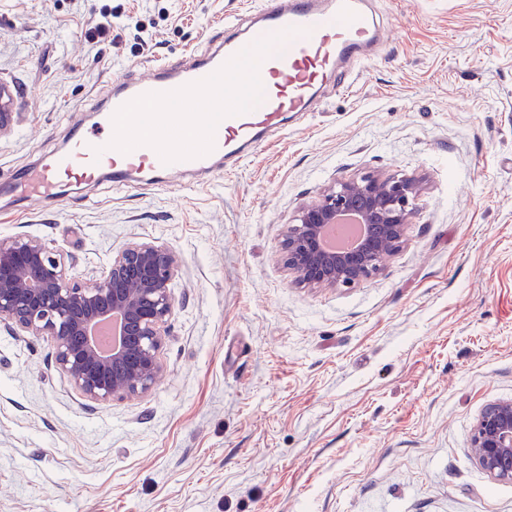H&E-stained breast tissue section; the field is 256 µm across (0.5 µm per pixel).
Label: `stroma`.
<instances>
[{
	"mask_svg": "<svg viewBox=\"0 0 512 512\" xmlns=\"http://www.w3.org/2000/svg\"><path fill=\"white\" fill-rule=\"evenodd\" d=\"M246 3L0 0V179ZM373 3L389 37L354 91L328 87L238 171L0 203L1 237L82 283L134 240L182 259L144 397L86 404L46 338L0 323V512H512V481L469 453L482 407L512 399V0ZM369 173L423 179L402 248L353 287L295 284L296 208Z\"/></svg>",
	"mask_w": 512,
	"mask_h": 512,
	"instance_id": "35a3bbf8",
	"label": "stroma"
}]
</instances>
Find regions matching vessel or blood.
<instances>
[{"label":"vessel or blood","mask_w":512,"mask_h":512,"mask_svg":"<svg viewBox=\"0 0 512 512\" xmlns=\"http://www.w3.org/2000/svg\"><path fill=\"white\" fill-rule=\"evenodd\" d=\"M246 23H228V37L188 60L160 62L149 75L109 82L94 108L91 127L74 130L64 147L9 180V196L30 203L58 201L67 185L88 186L111 176L134 187L167 184L171 174L198 177L233 170L262 148L270 134L287 130L293 115L308 112L315 94L335 78H355L384 44L369 0H262ZM288 28L299 36L260 64L263 99L251 111L222 119L213 150L201 157L163 163L149 146L123 153L109 148L112 118L127 102L149 92H169L202 80L255 40Z\"/></svg>","instance_id":"1"}]
</instances>
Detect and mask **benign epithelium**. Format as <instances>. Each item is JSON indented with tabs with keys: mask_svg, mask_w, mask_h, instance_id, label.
Segmentation results:
<instances>
[{
	"mask_svg": "<svg viewBox=\"0 0 512 512\" xmlns=\"http://www.w3.org/2000/svg\"><path fill=\"white\" fill-rule=\"evenodd\" d=\"M421 191L411 176L366 174L330 187L295 212L283 239L288 273L308 288L351 287L382 271L381 262L403 243ZM368 226L357 249L330 253L322 229L342 213ZM179 255L163 244L134 241L114 253L109 268L88 287L74 281L61 256L40 240L0 237V322L45 336L70 386L96 405L144 395L162 375L160 358L173 310L170 283ZM122 330L109 355L89 331L114 315ZM469 451L489 476L512 480V400L484 406L473 425Z\"/></svg>",
	"mask_w": 512,
	"mask_h": 512,
	"instance_id": "1",
	"label": "benign epithelium"
}]
</instances>
